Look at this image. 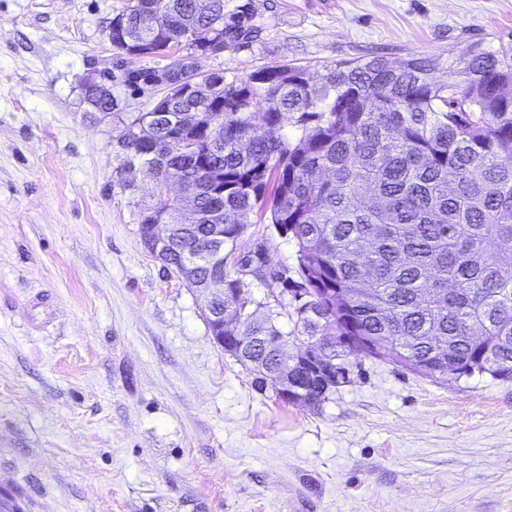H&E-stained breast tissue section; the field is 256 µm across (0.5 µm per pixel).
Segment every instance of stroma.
I'll return each instance as SVG.
<instances>
[{
  "instance_id": "obj_1",
  "label": "stroma",
  "mask_w": 512,
  "mask_h": 512,
  "mask_svg": "<svg viewBox=\"0 0 512 512\" xmlns=\"http://www.w3.org/2000/svg\"><path fill=\"white\" fill-rule=\"evenodd\" d=\"M129 0H0V490L20 512H512V382L440 383L351 358L318 407L258 390L203 304L140 236L153 181L115 139L162 87L135 90L109 40ZM249 40L200 70L430 59L512 47V0H228ZM111 74L112 111L85 78ZM264 243L248 225L225 270Z\"/></svg>"
}]
</instances>
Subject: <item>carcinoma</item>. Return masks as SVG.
Wrapping results in <instances>:
<instances>
[{
  "instance_id": "obj_1",
  "label": "carcinoma",
  "mask_w": 512,
  "mask_h": 512,
  "mask_svg": "<svg viewBox=\"0 0 512 512\" xmlns=\"http://www.w3.org/2000/svg\"><path fill=\"white\" fill-rule=\"evenodd\" d=\"M225 16V0H129L112 18V48L160 56L188 31L202 51L226 48L249 30ZM460 62L462 82L436 79L426 59L337 60L316 84L302 65L264 67L224 82L212 99L196 95L181 61L159 74L142 68L143 85L164 75L174 83L151 109L158 137L189 149L150 151L135 137L138 117L115 144L123 165L145 167L154 188L185 176L208 208V171L222 172L231 247L254 218L285 229L298 275L288 287L309 290L319 318L292 312L286 333L271 311L243 335L380 337L446 381H512V54L476 46ZM191 111L205 125L171 124ZM285 113L300 131L294 139ZM163 222L187 225L163 261L177 270L212 220L172 211ZM224 287L243 293L224 303L254 302L241 274L224 273ZM329 292L341 305L328 306ZM363 354L338 350L324 367L338 369L339 385L348 358ZM238 361L259 390L275 389Z\"/></svg>"
}]
</instances>
